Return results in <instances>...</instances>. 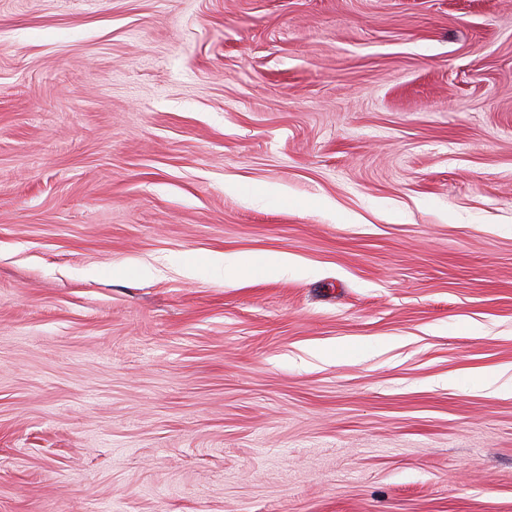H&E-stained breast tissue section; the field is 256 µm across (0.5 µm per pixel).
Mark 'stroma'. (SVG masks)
Here are the masks:
<instances>
[{
  "label": "stroma",
  "mask_w": 512,
  "mask_h": 512,
  "mask_svg": "<svg viewBox=\"0 0 512 512\" xmlns=\"http://www.w3.org/2000/svg\"><path fill=\"white\" fill-rule=\"evenodd\" d=\"M488 370L512 0H0V512H512ZM209 265L218 278H224L229 273L245 277L255 271V263L245 254H216L209 259Z\"/></svg>",
  "instance_id": "stroma-1"
}]
</instances>
